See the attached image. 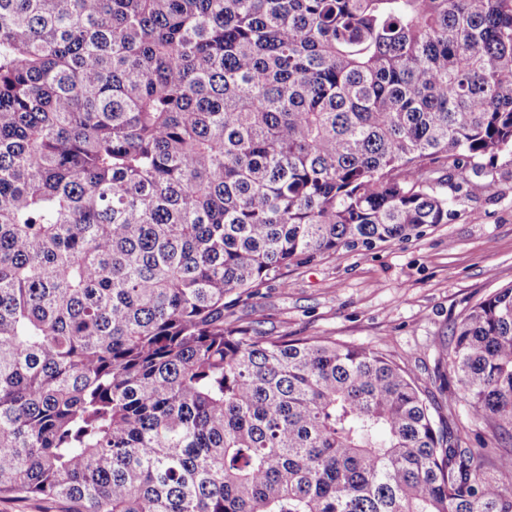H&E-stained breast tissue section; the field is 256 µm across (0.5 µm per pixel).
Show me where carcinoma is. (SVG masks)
Masks as SVG:
<instances>
[{
  "label": "carcinoma",
  "instance_id": "cac0c4a2",
  "mask_svg": "<svg viewBox=\"0 0 512 512\" xmlns=\"http://www.w3.org/2000/svg\"><path fill=\"white\" fill-rule=\"evenodd\" d=\"M512 0H0V497L512 512V285L407 367L226 323L512 156Z\"/></svg>",
  "mask_w": 512,
  "mask_h": 512
}]
</instances>
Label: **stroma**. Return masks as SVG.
Segmentation results:
<instances>
[{"label": "stroma", "mask_w": 512, "mask_h": 512, "mask_svg": "<svg viewBox=\"0 0 512 512\" xmlns=\"http://www.w3.org/2000/svg\"><path fill=\"white\" fill-rule=\"evenodd\" d=\"M488 191L451 196L454 216L408 238L342 248L288 267L225 311L272 335L331 336L404 362L451 425L466 429L437 377L441 347L470 306L512 285V157L494 162Z\"/></svg>", "instance_id": "obj_1"}]
</instances>
